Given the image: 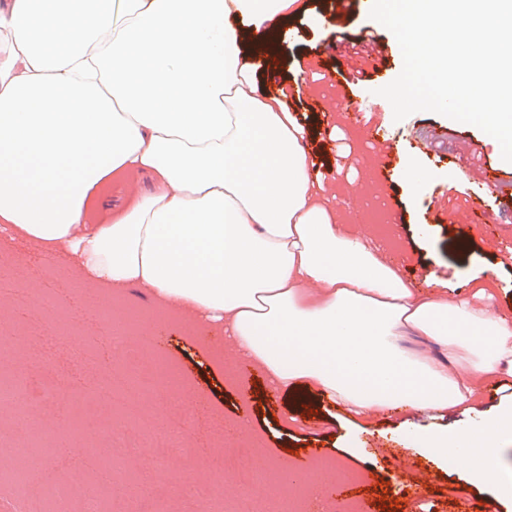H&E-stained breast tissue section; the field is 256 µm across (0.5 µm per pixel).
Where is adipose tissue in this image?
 Returning a JSON list of instances; mask_svg holds the SVG:
<instances>
[{"label":"adipose tissue","mask_w":512,"mask_h":512,"mask_svg":"<svg viewBox=\"0 0 512 512\" xmlns=\"http://www.w3.org/2000/svg\"><path fill=\"white\" fill-rule=\"evenodd\" d=\"M291 2L0 0V236L222 327L294 411L322 397L433 412L443 424L420 447L500 496L485 475L512 441V403L484 408L471 378L512 376V320L489 314L484 288L471 302L411 288L337 224L306 130L253 90ZM123 170L152 190L90 223Z\"/></svg>","instance_id":"ef3b65f1"}]
</instances>
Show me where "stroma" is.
Returning <instances> with one entry per match:
<instances>
[{
    "label": "stroma",
    "mask_w": 512,
    "mask_h": 512,
    "mask_svg": "<svg viewBox=\"0 0 512 512\" xmlns=\"http://www.w3.org/2000/svg\"><path fill=\"white\" fill-rule=\"evenodd\" d=\"M334 0H293L281 25L278 75L259 74L257 87L283 86L289 111L307 130L308 160L323 179L324 196L337 223L354 237L370 240L381 259L391 260L415 288L438 283L471 295L480 281L491 284L493 309H512V218L500 216V200L473 181L472 170L498 168L512 177V163L499 143L476 126L420 111L395 120L390 103L376 91L401 72L403 57L394 35L369 16L362 0L347 19L349 32L376 29L386 49L380 74L351 88L368 113L380 118L393 151L414 158L420 177L403 170L382 172L377 152L362 130L347 126L340 110L315 111L313 99L336 101L337 72L346 61L332 52ZM451 205L482 198L498 215L494 242L480 226L436 223L434 197ZM399 206L389 222L386 198ZM148 311L125 340L139 348L156 383L128 376L124 354L113 351L109 331L115 317ZM0 333L10 346L1 369L22 373L37 425L21 428L11 407L0 404V496L17 494L44 512L55 483L101 497L112 512H344L346 504L379 485L411 512H471L478 496L468 470L456 459L434 463L419 448V429L435 426L431 412L406 427L397 414L373 413L353 420L320 401L310 417H290L281 394L263 373L242 372V362L225 355L224 332L165 308L137 289L115 292L83 287L69 262H45L40 245L23 237L0 239ZM132 381L139 397L115 391L111 402L96 401L107 379ZM117 434L137 430L141 446L128 465L135 484L102 478L100 468L116 455L102 425ZM387 444L383 456H367V439ZM28 443L43 462L38 481L16 483L13 449ZM324 447V465L287 480L282 462L295 451ZM165 469L153 474L155 459Z\"/></svg>",
    "instance_id": "obj_1"
}]
</instances>
